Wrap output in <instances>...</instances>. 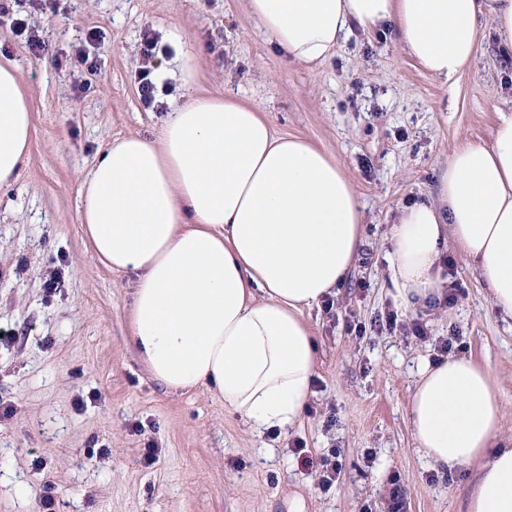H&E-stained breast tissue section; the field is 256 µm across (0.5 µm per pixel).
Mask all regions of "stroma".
<instances>
[{
	"instance_id": "obj_1",
	"label": "stroma",
	"mask_w": 512,
	"mask_h": 512,
	"mask_svg": "<svg viewBox=\"0 0 512 512\" xmlns=\"http://www.w3.org/2000/svg\"><path fill=\"white\" fill-rule=\"evenodd\" d=\"M44 49L33 55L0 15V56L16 60L31 112L29 158L0 190V512H465L476 472L437 471L413 443L408 407L419 365L453 339L452 355L492 372L497 442L512 440V324L492 308L472 267L454 260L453 306L397 311L390 226L400 205L434 194L439 169L465 142L490 144L512 114V59L479 50L441 83L390 30L355 33L317 67L286 60L244 0H25ZM101 38L88 42L90 31ZM165 60L195 57V84L163 79L161 110L145 108L143 33ZM86 44L90 64L73 63ZM236 95L275 131L303 137L346 169L363 204L366 245L330 304L306 311L318 349L302 423L258 435L213 392L159 386L130 342L132 279L83 244L79 186L111 140L158 135L172 107ZM61 271L62 288L45 281ZM425 323L427 339L384 317ZM335 458L332 486L295 449ZM159 449L145 464L146 448Z\"/></svg>"
}]
</instances>
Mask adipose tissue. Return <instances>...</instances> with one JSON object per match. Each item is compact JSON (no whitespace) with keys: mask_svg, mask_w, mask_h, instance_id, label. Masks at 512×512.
<instances>
[{"mask_svg":"<svg viewBox=\"0 0 512 512\" xmlns=\"http://www.w3.org/2000/svg\"><path fill=\"white\" fill-rule=\"evenodd\" d=\"M296 63L328 60L354 28L390 27L433 79L448 82L488 43L512 50V0H246ZM28 100L0 60V189L27 161ZM80 222L108 270L133 278L130 340L164 388L213 391L258 432L299 425L317 352L305 310L345 282L365 244L359 196L336 159L276 133L256 106L202 96L156 137L111 142L81 181ZM453 245L512 320V114L490 145L464 143L435 196L401 205L390 280L404 310L441 298ZM500 403L464 357L425 363L409 402L418 450L438 471H479L466 512H512V448H493Z\"/></svg>","mask_w":512,"mask_h":512,"instance_id":"1","label":"adipose tissue"}]
</instances>
